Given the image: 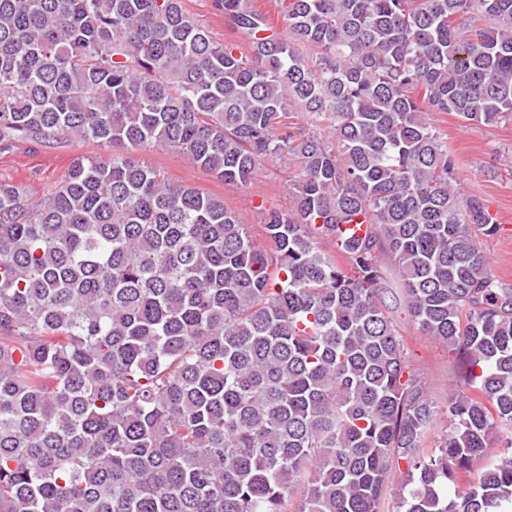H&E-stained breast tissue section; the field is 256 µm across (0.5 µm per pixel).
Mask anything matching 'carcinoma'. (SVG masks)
<instances>
[{
  "label": "carcinoma",
  "instance_id": "cac0c4a2",
  "mask_svg": "<svg viewBox=\"0 0 512 512\" xmlns=\"http://www.w3.org/2000/svg\"><path fill=\"white\" fill-rule=\"evenodd\" d=\"M279 4L214 0L244 53L184 0H0V151L110 149L0 182V512H512V287L431 116L512 117V0ZM151 148L236 188L290 155L293 205L260 242ZM382 253L456 360L442 406ZM108 151L107 148L83 143L62 148L19 143L9 151L0 152V181L26 186L36 199L47 197L59 187L75 155L98 157Z\"/></svg>",
  "mask_w": 512,
  "mask_h": 512
}]
</instances>
